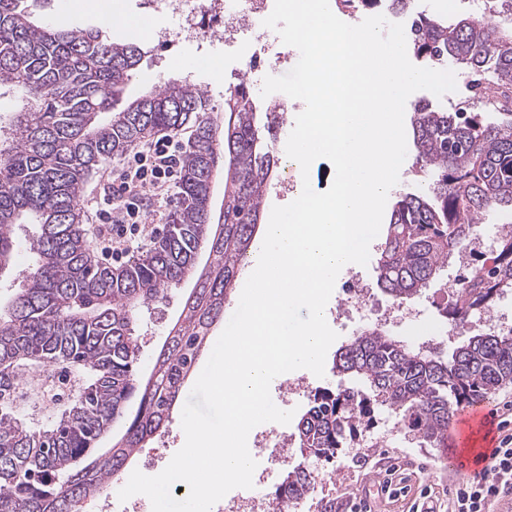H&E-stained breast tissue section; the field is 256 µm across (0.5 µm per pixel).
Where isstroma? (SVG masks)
<instances>
[{"mask_svg":"<svg viewBox=\"0 0 512 512\" xmlns=\"http://www.w3.org/2000/svg\"><path fill=\"white\" fill-rule=\"evenodd\" d=\"M141 2L112 0V21L105 26L100 25L94 15L91 0H48L40 14L46 22L74 29L100 25L110 39L137 44L142 56L128 83V96L135 97L192 75L207 89L215 104H223L227 89L234 82L232 72L241 65L236 54L219 44L201 45L183 39L177 40L170 49L155 45L151 38L141 36L140 23L148 21L156 26H166L170 19L145 13ZM34 230L31 224L16 228L13 264L0 272V307L7 306L23 285L22 276L31 264L28 241ZM184 295V289L171 290L164 300L142 310L137 321L141 338L137 360L140 377L149 375L156 354L181 311ZM433 296V291L429 290L411 299V306L419 312L418 319L408 324H388V334L414 347L428 346L438 340L443 349L452 350L454 344L448 339L449 324L435 306ZM83 384L81 370L65 364L50 367L47 378L42 379L40 385H20L16 397L20 418L34 429L49 425L61 409L79 396ZM184 442L181 416L176 413L165 433L143 448L131 466L145 475H155L157 467L152 463L153 458L158 456L163 462H170ZM440 454V449L422 446L419 439L406 430L383 447L354 444L344 449L335 465L322 467V479L316 484L313 497L304 505L290 508L289 512H323L326 505L343 504L359 492L366 477L377 472L374 460L383 455L399 466L402 475L431 487L440 497H447L457 478L442 470Z\"/></svg>","mask_w":512,"mask_h":512,"instance_id":"obj_1","label":"stroma"}]
</instances>
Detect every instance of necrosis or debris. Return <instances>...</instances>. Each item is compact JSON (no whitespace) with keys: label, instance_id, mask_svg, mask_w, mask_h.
I'll return each mask as SVG.
<instances>
[{"label":"necrosis or debris","instance_id":"necrosis-or-debris-1","mask_svg":"<svg viewBox=\"0 0 512 512\" xmlns=\"http://www.w3.org/2000/svg\"><path fill=\"white\" fill-rule=\"evenodd\" d=\"M148 8L172 16L175 28L155 30L153 40L165 45L172 38L220 42L238 52L243 68L238 76L249 79L257 69L276 73L290 53L278 34L262 24L272 12L274 0H147ZM345 313H358L367 321L384 317L386 322L410 321L415 310L407 304L394 303L384 313H377L371 293L359 276H351L346 285L343 302ZM290 440L282 426L263 423L254 435L251 456L257 463L253 474V489H241L224 502L225 512H260L262 499L255 489L273 478V465L285 466L291 460L288 453Z\"/></svg>","mask_w":512,"mask_h":512}]
</instances>
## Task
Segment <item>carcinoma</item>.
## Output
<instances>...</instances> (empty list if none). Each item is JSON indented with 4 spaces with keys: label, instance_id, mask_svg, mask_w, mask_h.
I'll return each instance as SVG.
<instances>
[{
    "label": "carcinoma",
    "instance_id": "obj_1",
    "mask_svg": "<svg viewBox=\"0 0 512 512\" xmlns=\"http://www.w3.org/2000/svg\"><path fill=\"white\" fill-rule=\"evenodd\" d=\"M41 0H0V84L26 101L0 149V272L13 262L15 227L36 224L25 286L0 312V512H82L112 479L165 432L184 386L224 319L252 254L268 187L280 169L270 141L281 116L259 107L238 81L224 98V122L203 89L170 82L124 100L141 56L134 43L97 28L35 21ZM414 56L429 66L455 65L497 92L482 109L449 112L419 101L411 126L424 191L398 197L376 266L378 288L404 302L427 290L490 212L512 210V0H483L480 14L443 19L410 15ZM121 109H116L119 102ZM496 113L485 118L484 112ZM190 131L176 204L152 249L121 269L101 262L90 245L80 196L107 160L159 132ZM224 175L217 217L210 178ZM210 262L191 265L198 246ZM199 281L187 295L154 363L138 377L139 311L165 297L183 275ZM442 309L451 325L489 310L512 290V229L498 238L493 268L474 263ZM68 363L86 377L81 398L46 427L16 415L20 367ZM338 381L309 396L296 424L305 459L332 463L373 422L374 407L396 413L423 444L439 448L458 407L512 384V334H477L451 353L410 347L365 327L334 355ZM137 401L135 412L127 405ZM126 420L112 448L99 437ZM315 490L298 463L274 495L295 505Z\"/></svg>",
    "mask_w": 512,
    "mask_h": 512
}]
</instances>
